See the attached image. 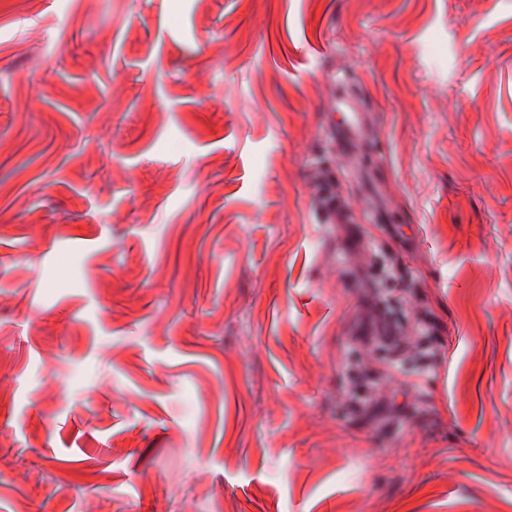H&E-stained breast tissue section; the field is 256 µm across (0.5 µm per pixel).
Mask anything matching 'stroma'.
Returning a JSON list of instances; mask_svg holds the SVG:
<instances>
[{"label": "stroma", "instance_id": "1", "mask_svg": "<svg viewBox=\"0 0 512 512\" xmlns=\"http://www.w3.org/2000/svg\"><path fill=\"white\" fill-rule=\"evenodd\" d=\"M0 356V512H512V0L0 19ZM336 112L344 116L342 135L348 141H355L360 130V116L356 103L349 97H336L334 100Z\"/></svg>", "mask_w": 512, "mask_h": 512}]
</instances>
